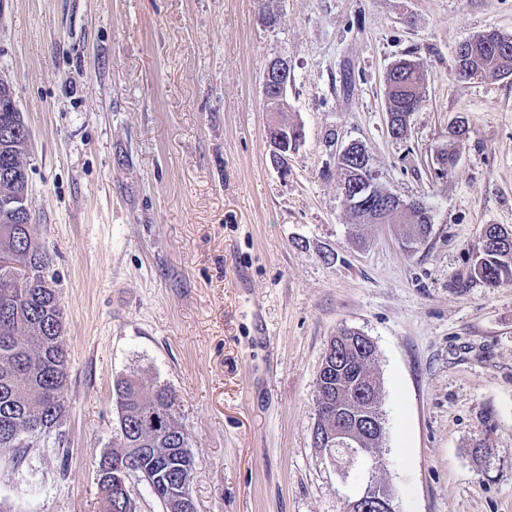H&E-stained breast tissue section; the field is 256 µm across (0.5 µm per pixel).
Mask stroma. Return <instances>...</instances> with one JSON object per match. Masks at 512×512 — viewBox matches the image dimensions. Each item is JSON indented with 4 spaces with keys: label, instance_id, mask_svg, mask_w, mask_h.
Here are the masks:
<instances>
[{
    "label": "stroma",
    "instance_id": "1",
    "mask_svg": "<svg viewBox=\"0 0 512 512\" xmlns=\"http://www.w3.org/2000/svg\"><path fill=\"white\" fill-rule=\"evenodd\" d=\"M263 3L0 0L69 372L63 424L0 455V512H100L112 385L134 370L176 395L196 512H345L352 488L312 442L345 327L378 348L396 512H512V281L470 276L486 227L512 229V76L455 69L463 41L512 38V0H277L272 25ZM276 56L305 134L284 173L261 85ZM403 58L424 103L396 140L385 75ZM351 142L429 207L415 250L398 225L352 224Z\"/></svg>",
    "mask_w": 512,
    "mask_h": 512
}]
</instances>
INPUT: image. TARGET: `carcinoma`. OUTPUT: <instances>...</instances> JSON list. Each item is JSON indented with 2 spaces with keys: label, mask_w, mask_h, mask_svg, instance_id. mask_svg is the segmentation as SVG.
Here are the masks:
<instances>
[{
  "label": "carcinoma",
  "mask_w": 512,
  "mask_h": 512,
  "mask_svg": "<svg viewBox=\"0 0 512 512\" xmlns=\"http://www.w3.org/2000/svg\"><path fill=\"white\" fill-rule=\"evenodd\" d=\"M457 71H494L512 74V42L477 43L462 59ZM391 101L398 110L416 112L423 105V75L410 65L390 74ZM21 112H0V197L14 190L7 172L29 166V151L6 144L20 137ZM34 214L0 205V252L11 255L25 268L24 277L12 279L0 267V454H17L21 439L47 433L60 424L66 412L68 363L64 336L57 331L63 316L51 273L47 248L32 232ZM481 272L475 277L490 286L512 280V247L483 252L477 258ZM341 353L347 373L360 377L375 372L377 351L360 347L347 328L333 338L325 352L331 364ZM117 412L116 437L102 458L110 468V482L98 487L101 512H135L128 482L145 481L164 505L165 512H181L177 498L190 491L194 457L188 436L175 415L173 391L139 372L113 385ZM317 429L336 408V380L317 383Z\"/></svg>",
  "instance_id": "carcinoma-1"
}]
</instances>
